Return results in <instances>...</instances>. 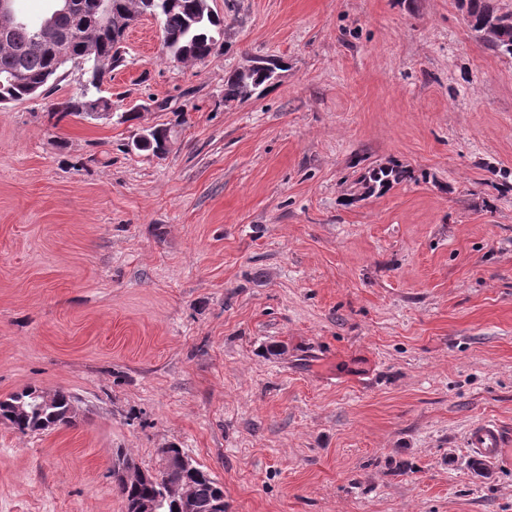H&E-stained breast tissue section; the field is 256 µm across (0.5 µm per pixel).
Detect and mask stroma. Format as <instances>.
Listing matches in <instances>:
<instances>
[{
  "label": "stroma",
  "instance_id": "obj_1",
  "mask_svg": "<svg viewBox=\"0 0 512 512\" xmlns=\"http://www.w3.org/2000/svg\"><path fill=\"white\" fill-rule=\"evenodd\" d=\"M225 48L149 19L106 74L112 119L53 121L86 81L0 108V512H125L111 463L177 447L227 512H512V57L457 0H211ZM284 67L244 102L224 78ZM137 106L135 118L119 115ZM164 127L162 156L131 149ZM414 179L356 198L368 169ZM39 391L35 387H27L0 399V415L9 420L11 428L22 435L47 430L44 429L43 421L52 420L58 422L57 425H67L72 422L67 414L72 399L70 394L58 391L53 399V394L42 393L39 407L50 406L41 411L32 407V404L34 405L40 399L36 396ZM19 405L23 406V411L18 409ZM467 448L479 460H499L507 449L501 425L494 420H483L472 425L465 437Z\"/></svg>",
  "mask_w": 512,
  "mask_h": 512
}]
</instances>
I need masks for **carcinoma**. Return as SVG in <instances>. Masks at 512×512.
Masks as SVG:
<instances>
[{"mask_svg":"<svg viewBox=\"0 0 512 512\" xmlns=\"http://www.w3.org/2000/svg\"><path fill=\"white\" fill-rule=\"evenodd\" d=\"M128 0H80L75 8L48 10L44 21L51 23L62 37L59 44L42 40L43 25L33 26L19 20L6 38L0 39V105L37 98L47 91L49 83L68 62L83 66L87 75L80 96L58 109L52 107L48 114L61 121L69 115L92 118L81 111L87 103L101 99L100 84L106 74L125 62L122 43L112 38L111 16L121 13ZM466 21L469 27L480 32L486 25L496 28L492 39L483 40L487 49L497 54L512 56V12L499 14L493 0H469ZM150 15L156 17L161 39L167 53L181 63L202 61L223 47L224 20L219 15L200 7V0H148ZM100 58L110 60V66L100 69ZM271 81L264 68L256 67L245 73L232 71L224 80V101H245ZM149 142L141 150L156 155L165 140L166 128L148 133ZM413 178L409 169L399 166L378 167L369 170L358 180L365 196L379 194L394 184ZM39 389L27 387L0 399V415L11 423V428L22 435L44 430V422L71 423L68 407L72 396L58 391L53 402L43 410L32 404L37 402ZM191 480L197 492L198 512H226L224 485L203 467L182 471L167 465L137 483H130L112 476V490L125 503L133 504L144 498L162 495L166 486Z\"/></svg>","mask_w":512,"mask_h":512,"instance_id":"1","label":"carcinoma"}]
</instances>
